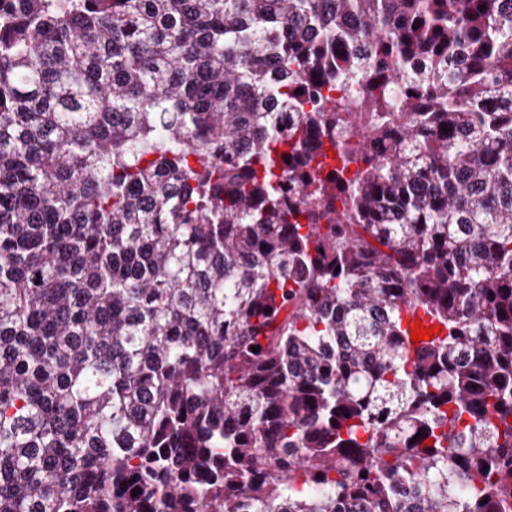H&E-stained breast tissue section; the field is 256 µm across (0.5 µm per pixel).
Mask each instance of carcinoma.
<instances>
[{
	"mask_svg": "<svg viewBox=\"0 0 512 512\" xmlns=\"http://www.w3.org/2000/svg\"><path fill=\"white\" fill-rule=\"evenodd\" d=\"M0 512H512V0H0Z\"/></svg>",
	"mask_w": 512,
	"mask_h": 512,
	"instance_id": "carcinoma-1",
	"label": "carcinoma"
}]
</instances>
